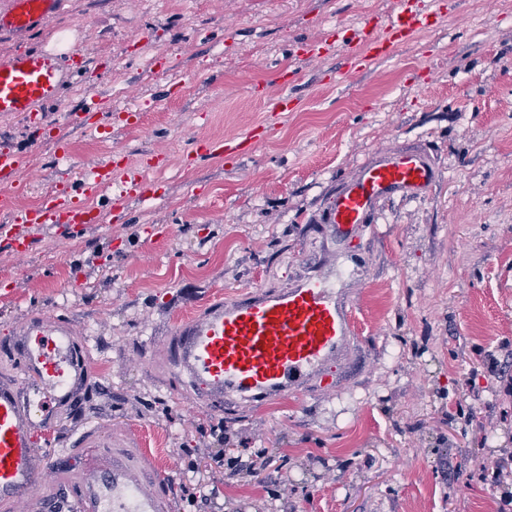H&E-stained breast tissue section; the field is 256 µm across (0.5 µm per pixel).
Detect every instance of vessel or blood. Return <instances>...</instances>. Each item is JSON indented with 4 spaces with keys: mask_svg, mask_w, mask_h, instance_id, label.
Masks as SVG:
<instances>
[{
    "mask_svg": "<svg viewBox=\"0 0 512 512\" xmlns=\"http://www.w3.org/2000/svg\"><path fill=\"white\" fill-rule=\"evenodd\" d=\"M64 0H13L0 14V31L22 37L44 27L57 16ZM441 12L435 0L426 7L402 9L386 26L365 23L356 32L337 28L343 45L357 44L349 56V71L364 62L386 57L391 50L412 40L414 33L433 26ZM71 51H32L0 59V114L36 116L41 106L58 100L72 72ZM260 133L221 140H203V153L227 155L255 149ZM23 158L0 148V191L17 187ZM436 180V167L427 154H396L362 166L337 188L328 210L330 223L354 226L374 217L379 200L396 195L426 193ZM112 170L98 168L86 180L82 194L66 200L46 197L35 208L24 210L13 224L0 225V238L13 254L24 256L30 232L48 224L72 228L102 223L89 197L110 187ZM351 306L333 279L313 275L285 290L252 291L210 301L198 315L185 320L167 339L168 355L177 375L199 384L206 405L221 409L237 399L273 404L289 394L322 385L356 342ZM69 327L46 315L23 323L12 341L23 362L28 395L19 387L0 381V505L10 507L26 499L38 486L57 480L73 491V512H171L166 482L150 476L147 457L137 448H116L107 470L98 472L101 495H91L83 480L68 479L52 450L36 448V436L48 433L61 405L71 403L83 378V365L71 354Z\"/></svg>",
    "mask_w": 512,
    "mask_h": 512,
    "instance_id": "vessel-or-blood-1",
    "label": "vessel or blood"
}]
</instances>
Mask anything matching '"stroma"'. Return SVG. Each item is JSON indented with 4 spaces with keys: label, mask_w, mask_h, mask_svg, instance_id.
Here are the masks:
<instances>
[{
    "label": "stroma",
    "mask_w": 512,
    "mask_h": 512,
    "mask_svg": "<svg viewBox=\"0 0 512 512\" xmlns=\"http://www.w3.org/2000/svg\"><path fill=\"white\" fill-rule=\"evenodd\" d=\"M417 0H65L48 27L0 36V56L67 38L74 78L37 120L0 115L24 156L0 224L113 162L103 223L0 242V377L25 321L54 315L82 343L84 396L38 445L62 467L142 449L172 512H512V0H442L443 17L364 70L296 44ZM293 82L289 111L264 91ZM99 104L96 112L88 104ZM266 129L251 154L195 139ZM421 149L439 177L382 200L373 223L325 222L337 185L380 153ZM141 176L146 190L129 180ZM336 268L354 303L360 370L274 405L213 411L184 390L165 342L211 299L287 289ZM223 426L240 478L205 454ZM98 436L79 443L82 433ZM194 465H187L184 449Z\"/></svg>",
    "instance_id": "stroma-1"
}]
</instances>
